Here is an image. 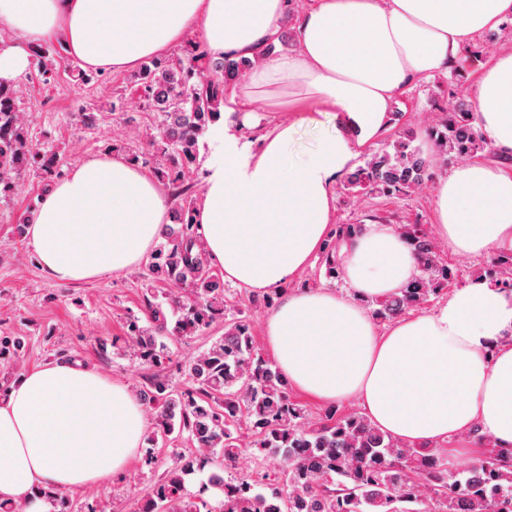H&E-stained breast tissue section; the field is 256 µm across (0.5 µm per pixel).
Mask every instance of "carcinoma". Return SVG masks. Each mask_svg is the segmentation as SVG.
<instances>
[{
  "mask_svg": "<svg viewBox=\"0 0 512 512\" xmlns=\"http://www.w3.org/2000/svg\"><path fill=\"white\" fill-rule=\"evenodd\" d=\"M31 52L42 82H55L64 48L36 43ZM255 64L234 55L214 60L203 43L190 40L179 54L144 59L127 78L128 93L79 113L86 128L97 127L108 112L148 114L153 122L140 146L116 143L109 150L122 149L128 160L150 168L173 203L171 223L147 266L140 315L126 319L116 353L160 369L171 360L169 340L185 342L224 324V335L188 358L185 387L153 375L136 390L154 421L147 459L153 460L157 448L191 447L175 454L142 512H512V448L488 440V460L450 472L442 456L392 438L363 414L340 416L329 407L311 422L291 399L282 372L257 352L247 316L224 317V276L208 262L194 221L200 144L224 112L227 86ZM69 73L83 86L112 82L101 70L73 66ZM428 137L444 161L469 160L484 149L472 112L461 104L441 108ZM413 142L408 134L392 140L345 177L344 189L389 198L422 184L429 162ZM31 173L48 184L61 178V151L36 144L17 84L0 80V202L15 196ZM361 230L360 224L336 226L322 246L326 275L340 276L338 245ZM402 235L415 251L419 273L402 295L376 302L374 314L382 320L427 301L454 276L421 225L403 226ZM20 350L19 340L0 339L1 359L17 360ZM246 448L264 455L280 450L283 480L263 491L245 479L226 481L224 470ZM207 466V480L193 490L195 475ZM474 472L482 480H473Z\"/></svg>",
  "mask_w": 512,
  "mask_h": 512,
  "instance_id": "carcinoma-1",
  "label": "carcinoma"
}]
</instances>
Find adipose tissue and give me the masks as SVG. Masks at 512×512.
Instances as JSON below:
<instances>
[{
	"label": "adipose tissue",
	"mask_w": 512,
	"mask_h": 512,
	"mask_svg": "<svg viewBox=\"0 0 512 512\" xmlns=\"http://www.w3.org/2000/svg\"><path fill=\"white\" fill-rule=\"evenodd\" d=\"M287 0H0V79L31 65L27 46L60 38L93 69L124 71L198 34L213 58L256 59L228 89L225 119L208 138L222 162H204L194 213L209 263L254 292L295 278L328 236L336 185L390 126L396 95L413 78L447 71L478 33L512 16V0H309L296 48L262 55ZM288 107L334 131L302 160L288 147L298 124L251 137L255 105ZM476 123L512 155V49L484 68ZM437 237L464 256L512 251V175L466 161L435 188ZM163 190L141 167L103 154L41 196L26 226L49 277L61 284L137 268L170 221ZM344 289L286 296L266 325L267 347L289 383L326 402L355 398L392 437L441 452L480 430L512 447V292L483 278L455 288L434 311L382 328L370 306L401 295L418 273L406 239L374 224L340 246ZM143 407L119 382L57 362L25 372L0 393V502L50 512L62 489L122 475L141 445Z\"/></svg>",
	"instance_id": "obj_1"
}]
</instances>
